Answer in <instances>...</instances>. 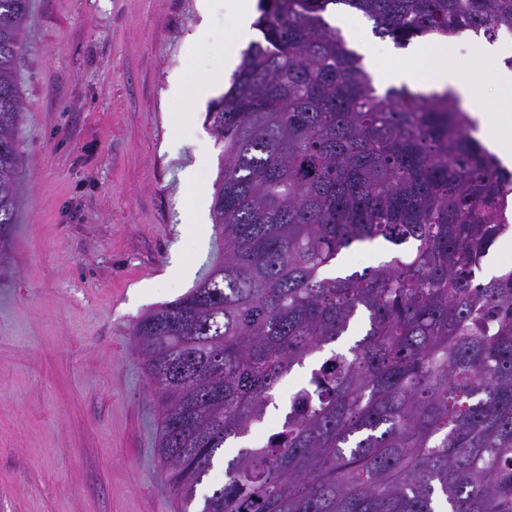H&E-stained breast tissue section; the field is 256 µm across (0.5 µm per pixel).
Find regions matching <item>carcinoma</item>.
Here are the masks:
<instances>
[{
  "instance_id": "obj_1",
  "label": "carcinoma",
  "mask_w": 512,
  "mask_h": 512,
  "mask_svg": "<svg viewBox=\"0 0 512 512\" xmlns=\"http://www.w3.org/2000/svg\"><path fill=\"white\" fill-rule=\"evenodd\" d=\"M29 3L0 0V239L17 213ZM331 5L399 45L512 33V0H259L261 37L206 115L224 144V258L133 326L161 472L190 503L225 443L327 350L200 512H512V268L479 276L509 230L512 172L455 96L378 92ZM379 237L415 249L325 275ZM325 353L316 354L312 359L309 360L308 364L306 365V368L304 369H298L296 368L290 376H287L286 381L282 387V396L281 399L277 402L278 404V410H274L272 407L269 410V414L267 417V424L263 426L262 428L256 430L254 434L252 435V441H261L263 440L268 433L267 428L273 424L276 423L277 420L283 415L287 403H288V390L295 386L297 383L302 381L305 377H307L310 373V370L318 363L320 362L323 357H325Z\"/></svg>"
}]
</instances>
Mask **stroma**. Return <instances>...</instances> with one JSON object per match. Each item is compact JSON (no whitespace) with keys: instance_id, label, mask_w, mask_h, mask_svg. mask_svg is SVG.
Here are the masks:
<instances>
[{"instance_id":"35a3bbf8","label":"stroma","mask_w":512,"mask_h":512,"mask_svg":"<svg viewBox=\"0 0 512 512\" xmlns=\"http://www.w3.org/2000/svg\"><path fill=\"white\" fill-rule=\"evenodd\" d=\"M199 5L31 0L18 209L0 244V512H181L132 328L194 288L224 249L210 219L191 243L179 182L194 167L212 211L223 145L196 87L224 70L232 23L223 6ZM326 19L351 48L404 65L405 47L360 12ZM186 66L193 82L172 100ZM186 107L192 123L175 127Z\"/></svg>"}]
</instances>
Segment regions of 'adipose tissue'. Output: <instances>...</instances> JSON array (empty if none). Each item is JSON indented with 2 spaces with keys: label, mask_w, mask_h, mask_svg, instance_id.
<instances>
[{
  "label": "adipose tissue",
  "mask_w": 512,
  "mask_h": 512,
  "mask_svg": "<svg viewBox=\"0 0 512 512\" xmlns=\"http://www.w3.org/2000/svg\"><path fill=\"white\" fill-rule=\"evenodd\" d=\"M481 58L482 81L502 92L497 102L486 109L474 106L472 85L460 78L449 58L447 38H432L413 51L409 65L396 72L395 77L409 82L421 81L432 93L453 91L460 101L470 104L477 134L483 144L503 165L512 167V43H483Z\"/></svg>",
  "instance_id": "adipose-tissue-1"
}]
</instances>
